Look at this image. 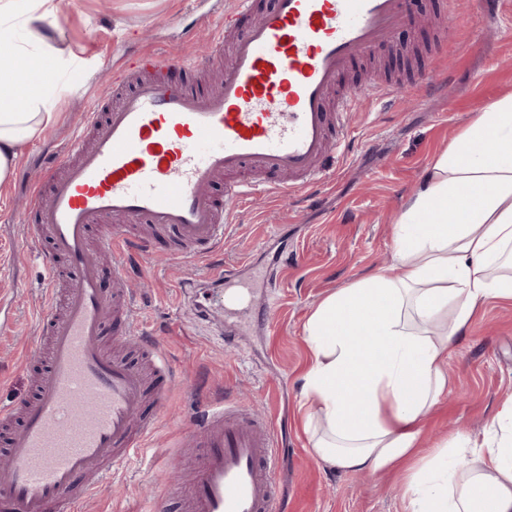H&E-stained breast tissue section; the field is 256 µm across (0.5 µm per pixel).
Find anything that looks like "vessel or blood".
Here are the masks:
<instances>
[{"instance_id":"1","label":"vessel or blood","mask_w":512,"mask_h":512,"mask_svg":"<svg viewBox=\"0 0 512 512\" xmlns=\"http://www.w3.org/2000/svg\"><path fill=\"white\" fill-rule=\"evenodd\" d=\"M251 9L252 0H230L224 10L213 50L230 47L231 59L219 90L192 88L183 79L190 66L176 53L131 57L114 74L118 104L90 113L89 141L45 165L29 193L24 227L47 239L48 271L66 262L71 285L63 295L53 285L45 290L40 330L51 353L34 400L0 406V426L9 431L0 505L10 512H81L105 464L129 456L154 429L133 426L146 396L143 376L103 344L104 320L130 336L135 308L128 299L106 315L92 229L100 228L123 278L129 252L153 250L151 238L130 235L125 222L175 231L183 255L201 261L224 246L225 212L261 191L312 186L331 170L335 115L383 91L376 84L337 91L340 75L391 38L406 0H276L240 28ZM247 165L273 181L228 186L218 210L207 185ZM219 279L225 310L243 308L250 291L237 270L221 268ZM181 445L194 465L187 482L165 486L162 498H180L184 512H284L276 474L285 450L270 421L206 399ZM81 474L88 481L77 492Z\"/></svg>"}]
</instances>
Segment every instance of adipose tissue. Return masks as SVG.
Listing matches in <instances>:
<instances>
[{
	"label": "adipose tissue",
	"mask_w": 512,
	"mask_h": 512,
	"mask_svg": "<svg viewBox=\"0 0 512 512\" xmlns=\"http://www.w3.org/2000/svg\"><path fill=\"white\" fill-rule=\"evenodd\" d=\"M58 0H0V188L28 140L54 122L49 42ZM19 20L16 44L8 20ZM512 251V96L480 113L426 170L395 223L392 273L327 295L303 335L312 363L302 394L312 408L314 453L331 469L384 471L408 464L410 512H512V398L489 424L469 466L445 457L466 437L421 455L422 421L448 387V351L484 301L512 300V276L491 268Z\"/></svg>",
	"instance_id": "adipose-tissue-1"
}]
</instances>
